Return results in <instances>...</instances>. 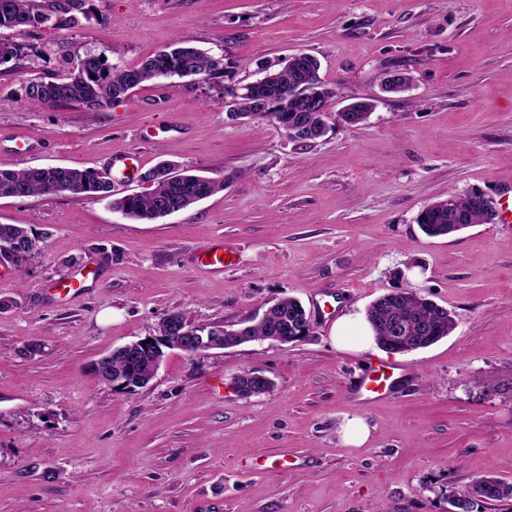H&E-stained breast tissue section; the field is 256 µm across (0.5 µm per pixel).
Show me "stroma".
Segmentation results:
<instances>
[{"mask_svg":"<svg viewBox=\"0 0 512 512\" xmlns=\"http://www.w3.org/2000/svg\"><path fill=\"white\" fill-rule=\"evenodd\" d=\"M79 27L1 30L38 50L0 66V161L103 170L115 151L143 169L172 160L222 192L153 222L107 202L0 198V223L44 241L0 267V512H448L472 478L512 482V223L426 236L428 205L512 184V0H85ZM223 56L227 77L159 79L97 112L34 107L23 86L90 53L132 67L174 39ZM306 52L336 96L326 134L290 140L269 121L229 119L221 99L264 65ZM411 86L387 93L384 76ZM357 100L367 123L337 124ZM29 154L15 151L22 141ZM220 242L231 264L199 265ZM112 251L104 260L101 248ZM83 280L78 293L57 281ZM412 287L455 330L393 356L336 348L337 319ZM297 298L312 330L285 346L169 349L132 394L94 362L195 324L259 319ZM402 371L375 387L385 363ZM257 370L270 391L241 398ZM363 417L370 438L345 446ZM340 433L344 444L352 448L363 446L370 437L367 423L359 416L346 418L341 425Z\"/></svg>","mask_w":512,"mask_h":512,"instance_id":"35a3bbf8","label":"stroma"}]
</instances>
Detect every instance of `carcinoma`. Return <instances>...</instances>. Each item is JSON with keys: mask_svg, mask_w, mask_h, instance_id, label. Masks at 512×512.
<instances>
[{"mask_svg": "<svg viewBox=\"0 0 512 512\" xmlns=\"http://www.w3.org/2000/svg\"><path fill=\"white\" fill-rule=\"evenodd\" d=\"M71 8H57L53 0H0V30H41L79 25L78 14L84 13L85 0H70ZM35 55L14 41L0 38V65ZM317 59L305 52L290 58L280 69H267L265 75L249 87L230 94L228 112L256 121H273L283 130L301 129L310 142L325 133L324 113L304 111L302 96L321 95L333 90L318 76ZM224 56H215L173 41L169 49L148 57L134 68H119L101 60L86 59L73 65L65 74L46 79H31L24 86L26 101L36 107L76 104L96 112L125 99L141 84L161 78L200 76L219 79L225 76ZM373 106L357 102L354 112L344 119L352 126L367 122ZM148 185L141 193L114 196L112 181L94 170H77L63 166L13 169L0 165V198L68 196L74 200H106L113 211L138 221H154L185 210L224 190V180L188 173L181 165L163 161L141 174ZM423 232L429 236L448 235L452 224H488L489 213L470 205L467 195L451 201L436 202L417 216ZM42 238L22 224H0V254L12 252L10 261L17 267L38 252ZM376 343L389 353H407L429 347L447 337L455 328L453 315L447 308L417 295L410 288H400L378 298L366 311ZM307 315L302 304L293 297L277 299L257 323L244 324L243 339L271 341L288 334L301 341L310 335ZM154 355L142 351L135 356L117 350L99 359V375L116 383L112 390L132 392L147 384L152 375ZM463 512H478L481 503L512 500V483L493 477H478L459 494Z\"/></svg>", "mask_w": 512, "mask_h": 512, "instance_id": "cac0c4a2", "label": "carcinoma"}]
</instances>
